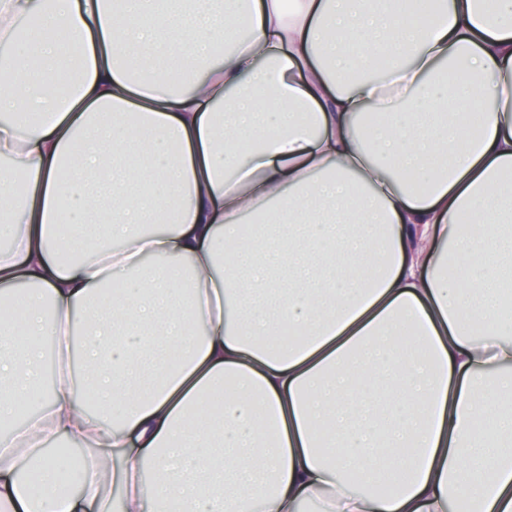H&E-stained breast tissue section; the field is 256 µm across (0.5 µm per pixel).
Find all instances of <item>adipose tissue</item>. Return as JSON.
Here are the masks:
<instances>
[{
	"instance_id": "1",
	"label": "adipose tissue",
	"mask_w": 512,
	"mask_h": 512,
	"mask_svg": "<svg viewBox=\"0 0 512 512\" xmlns=\"http://www.w3.org/2000/svg\"><path fill=\"white\" fill-rule=\"evenodd\" d=\"M415 4L0 0V512H512V0Z\"/></svg>"
}]
</instances>
